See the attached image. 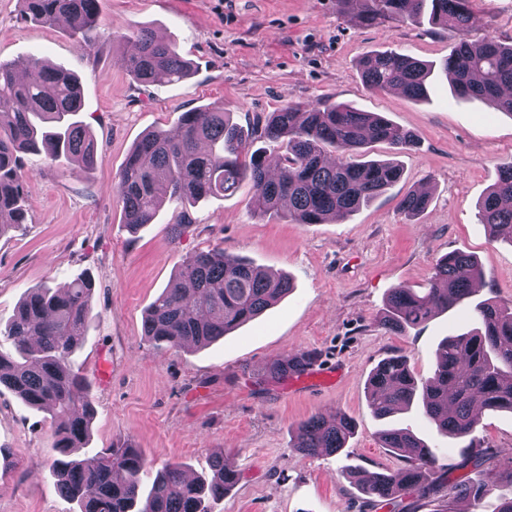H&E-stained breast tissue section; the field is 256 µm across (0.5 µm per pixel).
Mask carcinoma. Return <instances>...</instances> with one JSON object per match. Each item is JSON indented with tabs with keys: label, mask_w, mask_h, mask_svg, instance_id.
Masks as SVG:
<instances>
[{
	"label": "carcinoma",
	"mask_w": 512,
	"mask_h": 512,
	"mask_svg": "<svg viewBox=\"0 0 512 512\" xmlns=\"http://www.w3.org/2000/svg\"><path fill=\"white\" fill-rule=\"evenodd\" d=\"M23 16L52 25L68 21L72 35L85 48L97 44L99 0H20ZM369 21L391 18L434 25H451L458 40L443 64L454 91L462 97L488 101L512 115V44L494 40L472 43L465 32L473 24L472 0H361ZM127 46L122 66L138 82L151 85L183 80L190 62L168 41L146 28H129L119 35ZM361 77L377 92L396 91L411 100L426 96L431 64L409 54L378 51L359 62ZM78 80L50 63L32 58L25 79L15 67L0 61V237L27 223L26 183L30 171L24 156L65 157L76 169L90 170L96 162L94 138L77 119L82 111ZM284 146L277 175L266 169L265 151L254 143ZM371 142L395 151L410 150L418 135L379 113L363 112L344 103L289 104L254 118L250 135L230 120L220 106L184 112L176 132L153 130L129 152L113 187L122 203L125 224L133 233L152 223L163 200L185 205L252 186L249 206L260 216H279L297 224H322L347 218L396 184L402 170L393 161H358L354 155ZM430 196L412 191L399 202L407 215L424 212ZM479 223L492 239L512 242V160L500 165L497 182L478 205ZM482 270L470 254L455 252L441 258L429 288L422 294L400 286L388 298L382 324L399 333L434 314L474 304L480 328L448 337L438 348L433 375L417 383L402 356L381 360L367 379V396L374 416L388 419L419 399L424 415L439 431L469 440L455 477L446 471L436 482L439 458L412 432L386 427L382 447L406 459L399 473L360 476L349 472L373 505H390L410 512L402 496L424 500L447 488L441 512H452L461 499L479 512L483 499L499 486L512 487V466L487 457L472 434L479 424L475 406L512 412V308L488 300L473 302V284ZM92 279L75 278L63 291L42 285L31 288L18 305L4 336L13 350L0 349V387L30 408H47L57 420V457L51 462L56 490L75 502L79 512H209L240 480L224 464H212V476L189 479L177 464L165 466L147 494L141 492L146 461L129 445L104 449L94 464L74 457L88 445L93 406L69 358L87 329ZM292 290L289 279L221 249L201 251L178 268L176 281L151 303L143 334L157 348L208 345L260 316ZM315 353L303 351L270 364L266 377L280 381L303 374ZM355 427L343 413L325 421L312 416L298 428L293 448L314 457L345 447ZM486 474L471 480L469 472Z\"/></svg>",
	"instance_id": "1"
}]
</instances>
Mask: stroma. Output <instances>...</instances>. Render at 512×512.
Here are the masks:
<instances>
[{
	"instance_id": "35a3bbf8",
	"label": "stroma",
	"mask_w": 512,
	"mask_h": 512,
	"mask_svg": "<svg viewBox=\"0 0 512 512\" xmlns=\"http://www.w3.org/2000/svg\"><path fill=\"white\" fill-rule=\"evenodd\" d=\"M478 42H512V0H472ZM105 31L98 47H80L69 27L22 20L19 0H0V59L25 66L49 60L80 82L79 118L97 145L93 170L42 160L27 187L29 221L0 237V329L27 288L67 285L89 274L90 329L72 356L95 409L91 439L77 449L93 458L119 444L139 448L149 474L169 463L207 475L215 455L240 475L212 512H390L375 510L342 471L396 472L402 457L380 445L366 381L382 359L402 355L417 380L429 378L449 336L476 328L472 307L438 313L391 333L379 323L393 288H428L438 259L477 257V300L512 307V243L490 240L478 204L512 159V115L488 103L456 99L441 65L455 45L428 22H364L340 0H101ZM145 26L196 65L177 83L138 85L121 66L112 32ZM395 50L434 64L424 100L366 88L362 57ZM345 102L414 131L416 148L374 143L369 160H393L401 180L343 221L291 224L252 214L249 183L190 210L192 226L174 237L175 204L129 233L113 192L131 148L147 131L175 130L182 112L220 105L250 131L255 116L288 104ZM427 188L430 203L408 219L398 209L409 191ZM224 249L288 277L293 290L256 320L196 349H157L143 336L146 311L179 266L201 250ZM315 352L332 384L268 382V365ZM344 412L355 433L335 454L304 457L293 448L301 422ZM390 423L410 429L452 466L461 442L440 434L414 407ZM474 436L500 463L512 458V412L486 411ZM56 421L45 409L0 392V512H77L60 495L50 463Z\"/></svg>"
}]
</instances>
